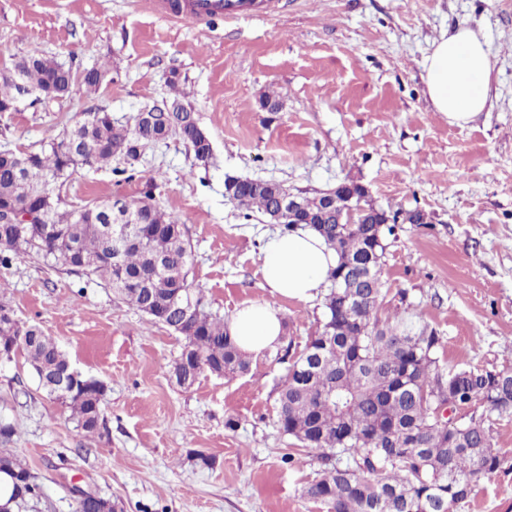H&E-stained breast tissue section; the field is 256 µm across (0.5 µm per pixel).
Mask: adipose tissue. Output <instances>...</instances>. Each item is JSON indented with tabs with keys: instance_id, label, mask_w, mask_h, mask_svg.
<instances>
[{
	"instance_id": "1",
	"label": "adipose tissue",
	"mask_w": 512,
	"mask_h": 512,
	"mask_svg": "<svg viewBox=\"0 0 512 512\" xmlns=\"http://www.w3.org/2000/svg\"><path fill=\"white\" fill-rule=\"evenodd\" d=\"M492 59L479 34L467 26L442 33L424 63L425 93L449 124L464 128L488 104ZM336 262L334 252L310 230L273 237L263 251L264 285L271 295L308 301L319 296ZM226 329L246 354L274 348L282 335L280 310L267 301L235 310Z\"/></svg>"
}]
</instances>
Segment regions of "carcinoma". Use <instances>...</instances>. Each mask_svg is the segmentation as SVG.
Here are the masks:
<instances>
[{
	"mask_svg": "<svg viewBox=\"0 0 512 512\" xmlns=\"http://www.w3.org/2000/svg\"><path fill=\"white\" fill-rule=\"evenodd\" d=\"M0 72V112L16 111L19 85L38 93L39 101L67 97L74 88L99 89L106 69L74 71L37 52L16 57ZM145 125L116 126L104 108L84 112L48 149L0 150V264L35 254L65 270L106 282L123 302L154 324L172 328L184 340L173 364L184 389L200 375L248 371L251 357L228 335L224 320L212 312L201 292L191 288L192 250L183 224L153 203L154 185L146 179L142 196L122 198L135 217L134 241L113 262V238L99 231L107 223L108 200L93 209H60L56 194L80 165H110L124 181L134 180L146 147L175 137L205 165L212 144L195 113L178 101L154 106ZM237 207L268 215L277 206L273 191L252 179L237 178L225 187ZM45 208L43 218L18 224L11 209ZM402 224H424L416 210L391 213ZM310 229L336 253L327 275L322 319L303 350L288 363L277 387V422L297 446L318 452L320 477L306 495L327 512H452L466 501L479 480L500 466L490 427L474 416L440 418L435 405L485 402L500 417H512V367L448 369L439 356L442 337L421 321L413 305L401 302L391 316L379 310L385 288L380 279L386 236L395 225L340 224L336 212L323 215L316 197L307 198L300 224H284L285 233ZM191 296L197 313L184 315L175 295ZM23 352L40 388L67 405L85 434L102 424L104 389L89 378L82 395H66L48 386L70 365L59 344L37 326L14 318L0 300V361ZM351 463L339 467L336 452ZM0 503L16 509L41 495L38 477L0 449ZM105 498L84 492L75 512H104Z\"/></svg>",
	"mask_w": 512,
	"mask_h": 512,
	"instance_id": "carcinoma-1",
	"label": "carcinoma"
}]
</instances>
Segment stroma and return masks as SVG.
Here are the masks:
<instances>
[{"label": "stroma", "mask_w": 512, "mask_h": 512, "mask_svg": "<svg viewBox=\"0 0 512 512\" xmlns=\"http://www.w3.org/2000/svg\"><path fill=\"white\" fill-rule=\"evenodd\" d=\"M461 23L483 34L494 62L489 104L465 128L433 111L422 81L433 41ZM34 49L75 70L104 66L106 78L92 93L0 113V148L40 149L98 106L132 124L172 100L177 77L213 157L200 165L172 137L148 147L140 168L156 203L183 224L189 279L213 311L272 301L285 343L301 351L321 302L264 288L263 249L282 227L244 215L224 180H275L311 195L351 178L377 206L429 218L385 240L384 313L412 303L439 332L447 367L512 365V0H270L208 25L168 17L151 0H0V65ZM268 94L278 111L261 108ZM141 190L110 167L82 165L60 197L80 209ZM0 282L16 317L106 388L104 426L88 436L42 393L23 354L0 363V422L16 428L8 448L43 488L26 512H75L78 488L122 512H326L305 493L317 454L284 459L294 441L277 424L274 389L285 364L262 353L245 373H206L186 390L169 374L181 337L96 277L32 255L0 266ZM457 416L489 417L501 465L454 512H512V418L479 401Z\"/></svg>", "instance_id": "35a3bbf8"}]
</instances>
